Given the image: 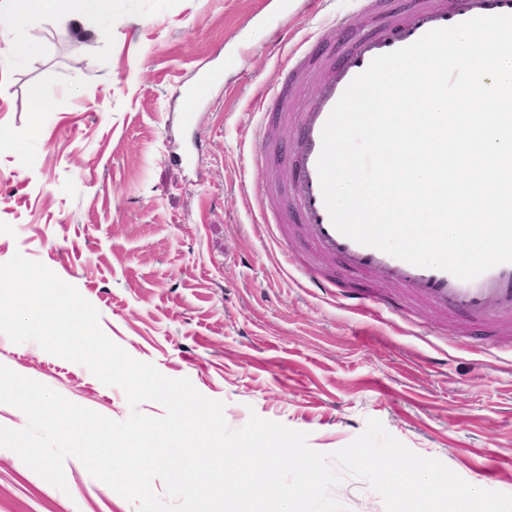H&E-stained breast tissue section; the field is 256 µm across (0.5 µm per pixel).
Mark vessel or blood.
<instances>
[{
  "mask_svg": "<svg viewBox=\"0 0 512 512\" xmlns=\"http://www.w3.org/2000/svg\"><path fill=\"white\" fill-rule=\"evenodd\" d=\"M496 14H512V0H415L413 10L401 22L379 21L372 33L347 48L341 66L330 63L319 66L314 100L300 112L291 113L298 136L291 158L297 178L288 190L290 206L274 209L266 189L256 197L260 212L273 214L280 247H287L289 226L295 223L314 255L339 259L344 272L378 273L391 284L405 288L411 299L444 312L463 313L473 323L489 318L512 322V263L498 265L476 279L464 281L444 270L417 267L377 248L361 245L333 225L317 171L323 126L349 83L373 58L408 46L431 29ZM310 60L309 51L300 48L281 59L284 83L273 90L266 111L259 114L251 154L254 164L267 163L272 149L268 115L273 111H288V85Z\"/></svg>",
  "mask_w": 512,
  "mask_h": 512,
  "instance_id": "obj_1",
  "label": "vessel or blood"
}]
</instances>
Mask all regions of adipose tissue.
<instances>
[{
	"instance_id": "ef3b65f1",
	"label": "adipose tissue",
	"mask_w": 512,
	"mask_h": 512,
	"mask_svg": "<svg viewBox=\"0 0 512 512\" xmlns=\"http://www.w3.org/2000/svg\"><path fill=\"white\" fill-rule=\"evenodd\" d=\"M117 0H0V60H23L32 56L37 43L28 20L38 10H47L54 19L75 30L106 35L105 21L116 15Z\"/></svg>"
}]
</instances>
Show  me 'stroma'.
<instances>
[{"label":"stroma","mask_w":512,"mask_h":512,"mask_svg":"<svg viewBox=\"0 0 512 512\" xmlns=\"http://www.w3.org/2000/svg\"><path fill=\"white\" fill-rule=\"evenodd\" d=\"M109 37L77 33L41 14L40 52L0 62V263L45 264L100 314L105 334L170 378H189L224 402L231 428L250 414L307 432L332 453L368 419L468 483L512 495V326L464 333L460 319L411 301L366 275L331 292L307 287L271 239L254 202L273 185L287 201L290 169L251 164L260 91L281 79L280 58L303 40L340 53L376 22L355 0H120ZM346 15L344 32L328 26ZM221 73L180 117L199 68ZM39 83L47 110L29 98ZM198 141L191 166L173 147ZM372 289L395 309L350 308ZM0 364L70 401L125 420L123 390L86 367L12 343ZM66 489L0 448V512H136L76 458ZM349 512H385L366 480L342 474L330 491Z\"/></svg>","instance_id":"stroma-1"}]
</instances>
